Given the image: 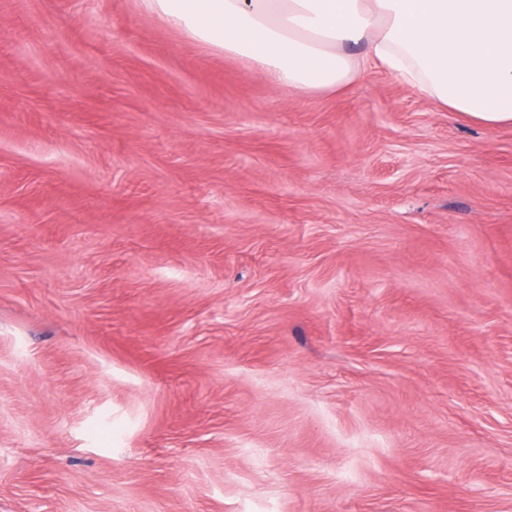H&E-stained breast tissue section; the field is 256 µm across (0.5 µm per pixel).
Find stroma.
Instances as JSON below:
<instances>
[{
	"mask_svg": "<svg viewBox=\"0 0 512 512\" xmlns=\"http://www.w3.org/2000/svg\"><path fill=\"white\" fill-rule=\"evenodd\" d=\"M0 512H512V125L0 0Z\"/></svg>",
	"mask_w": 512,
	"mask_h": 512,
	"instance_id": "35a3bbf8",
	"label": "stroma"
}]
</instances>
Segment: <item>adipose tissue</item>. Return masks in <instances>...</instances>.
Masks as SVG:
<instances>
[{
	"label": "adipose tissue",
	"instance_id": "1",
	"mask_svg": "<svg viewBox=\"0 0 512 512\" xmlns=\"http://www.w3.org/2000/svg\"><path fill=\"white\" fill-rule=\"evenodd\" d=\"M277 88L333 93L356 80L355 46L474 122L512 123V0H141Z\"/></svg>",
	"mask_w": 512,
	"mask_h": 512
}]
</instances>
